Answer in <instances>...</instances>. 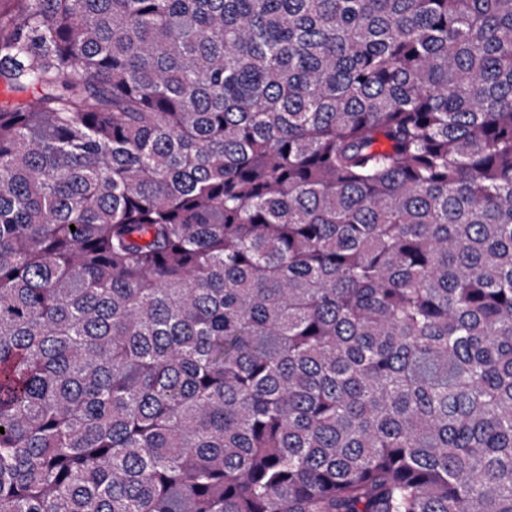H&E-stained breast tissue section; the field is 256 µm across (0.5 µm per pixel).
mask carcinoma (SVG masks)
<instances>
[{
    "label": "carcinoma",
    "instance_id": "obj_1",
    "mask_svg": "<svg viewBox=\"0 0 512 512\" xmlns=\"http://www.w3.org/2000/svg\"><path fill=\"white\" fill-rule=\"evenodd\" d=\"M0 83V512H512V0H0Z\"/></svg>",
    "mask_w": 512,
    "mask_h": 512
}]
</instances>
